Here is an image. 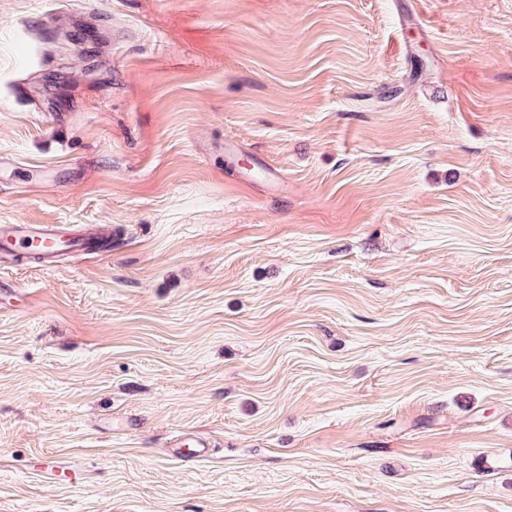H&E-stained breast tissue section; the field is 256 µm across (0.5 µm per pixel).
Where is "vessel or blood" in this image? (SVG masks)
Instances as JSON below:
<instances>
[{
	"label": "vessel or blood",
	"instance_id": "1",
	"mask_svg": "<svg viewBox=\"0 0 512 512\" xmlns=\"http://www.w3.org/2000/svg\"><path fill=\"white\" fill-rule=\"evenodd\" d=\"M98 234L93 228L72 234L57 224H0V251L25 250L39 247L53 256L88 254L93 250ZM175 453L193 462L208 453L206 443L195 436H184Z\"/></svg>",
	"mask_w": 512,
	"mask_h": 512
}]
</instances>
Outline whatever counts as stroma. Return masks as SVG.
<instances>
[{"mask_svg": "<svg viewBox=\"0 0 512 512\" xmlns=\"http://www.w3.org/2000/svg\"><path fill=\"white\" fill-rule=\"evenodd\" d=\"M0 224V512H512V0H0ZM97 240L98 234L90 226L72 234L59 224H0V251L41 247L56 256L50 262L61 256L91 253ZM173 452L183 460L193 462L205 457L208 453V447L204 441L197 437L186 435L181 439L177 447L173 448Z\"/></svg>", "mask_w": 512, "mask_h": 512, "instance_id": "stroma-1", "label": "stroma"}]
</instances>
